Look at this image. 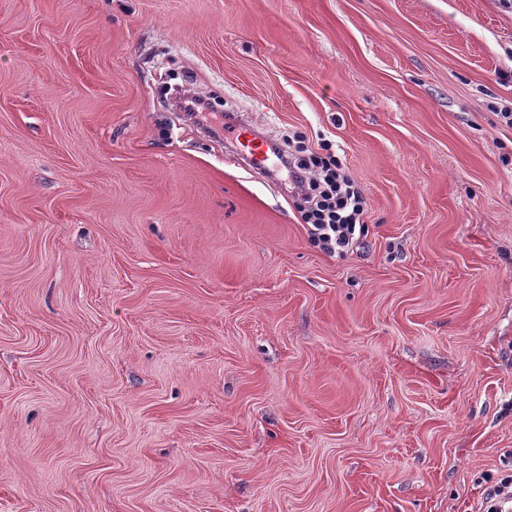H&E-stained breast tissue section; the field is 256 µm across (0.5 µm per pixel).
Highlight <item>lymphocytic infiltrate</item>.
Masks as SVG:
<instances>
[{
  "mask_svg": "<svg viewBox=\"0 0 512 512\" xmlns=\"http://www.w3.org/2000/svg\"><path fill=\"white\" fill-rule=\"evenodd\" d=\"M277 154L303 202L302 219L312 244L329 255L359 246L367 233L366 199L330 144L313 152L299 135L292 134L285 137Z\"/></svg>",
  "mask_w": 512,
  "mask_h": 512,
  "instance_id": "lymphocytic-infiltrate-1",
  "label": "lymphocytic infiltrate"
}]
</instances>
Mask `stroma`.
Instances as JSON below:
<instances>
[{
	"label": "stroma",
	"mask_w": 512,
	"mask_h": 512,
	"mask_svg": "<svg viewBox=\"0 0 512 512\" xmlns=\"http://www.w3.org/2000/svg\"><path fill=\"white\" fill-rule=\"evenodd\" d=\"M508 112L512 0H0V512H482ZM233 115L330 140L363 245L315 248ZM236 140L243 148L240 150V154L248 156L249 162L253 166H261L262 162L265 161L262 156L267 154V152L264 151L263 142L250 139L247 129L241 130Z\"/></svg>",
	"instance_id": "obj_1"
}]
</instances>
